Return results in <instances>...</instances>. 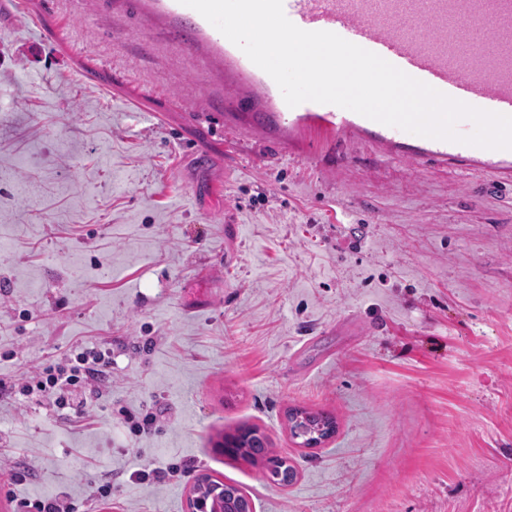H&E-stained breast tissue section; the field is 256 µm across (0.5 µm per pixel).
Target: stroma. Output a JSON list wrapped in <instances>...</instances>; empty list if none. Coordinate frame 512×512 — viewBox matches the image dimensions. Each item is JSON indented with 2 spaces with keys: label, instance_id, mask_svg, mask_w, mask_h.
<instances>
[{
  "label": "stroma",
  "instance_id": "35a3bbf8",
  "mask_svg": "<svg viewBox=\"0 0 512 512\" xmlns=\"http://www.w3.org/2000/svg\"><path fill=\"white\" fill-rule=\"evenodd\" d=\"M232 81L171 0H0V380L112 351L89 423L0 391V512H189L203 473L254 512H512V185L288 133ZM294 406L335 435L299 446ZM244 423L291 485L216 452ZM15 511L21 512H76V505L65 494L45 499L15 500Z\"/></svg>",
  "mask_w": 512,
  "mask_h": 512
}]
</instances>
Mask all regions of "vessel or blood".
<instances>
[{
	"mask_svg": "<svg viewBox=\"0 0 512 512\" xmlns=\"http://www.w3.org/2000/svg\"><path fill=\"white\" fill-rule=\"evenodd\" d=\"M286 16L307 31H330L409 76L471 106L512 115V0H283ZM249 89L274 80L231 47ZM295 125L312 124L338 139H370L386 154L421 165L456 162L512 182V150H487L414 136L332 104L280 105Z\"/></svg>",
	"mask_w": 512,
	"mask_h": 512,
	"instance_id": "b4317fda",
	"label": "vessel or blood"
}]
</instances>
